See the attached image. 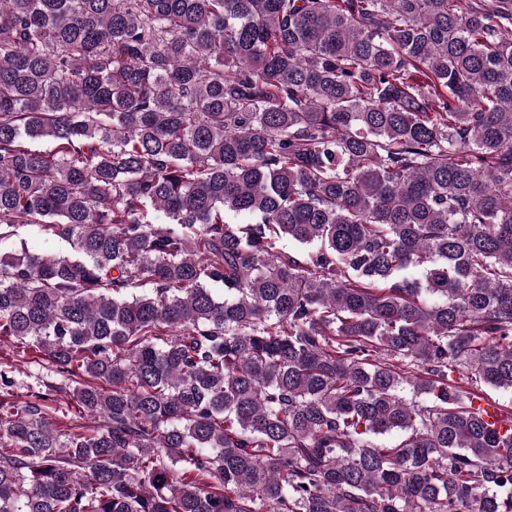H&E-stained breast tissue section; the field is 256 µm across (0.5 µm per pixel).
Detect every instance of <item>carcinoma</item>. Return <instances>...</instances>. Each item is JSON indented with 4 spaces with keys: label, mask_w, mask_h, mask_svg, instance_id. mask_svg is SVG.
Masks as SVG:
<instances>
[{
    "label": "carcinoma",
    "mask_w": 512,
    "mask_h": 512,
    "mask_svg": "<svg viewBox=\"0 0 512 512\" xmlns=\"http://www.w3.org/2000/svg\"><path fill=\"white\" fill-rule=\"evenodd\" d=\"M1 337L0 512H512V0H0ZM29 250L34 252L51 251L55 253H65L68 245L62 242L54 241L39 227H28L22 234ZM14 363L16 364V378L19 382L18 388H15V394L19 397L29 394L31 388L39 385L40 380L50 374L49 371L43 368L45 365L42 359L32 349L28 350L27 355L15 357Z\"/></svg>",
    "instance_id": "1"
}]
</instances>
